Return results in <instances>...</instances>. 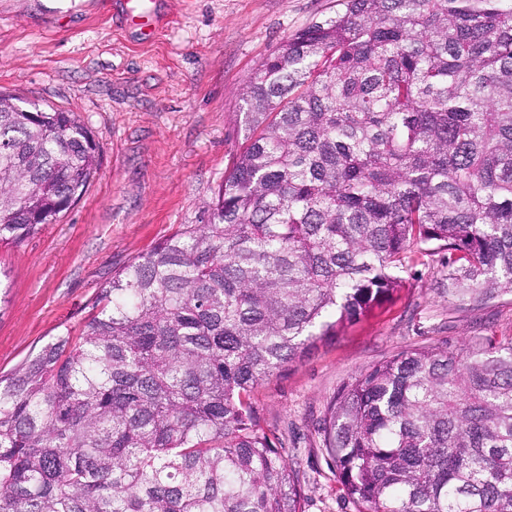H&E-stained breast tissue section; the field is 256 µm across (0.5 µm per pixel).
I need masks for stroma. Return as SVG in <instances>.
<instances>
[{
    "label": "stroma",
    "mask_w": 512,
    "mask_h": 512,
    "mask_svg": "<svg viewBox=\"0 0 512 512\" xmlns=\"http://www.w3.org/2000/svg\"><path fill=\"white\" fill-rule=\"evenodd\" d=\"M339 0H158L146 35L101 0H0V92L77 114L98 170L57 223L0 246V375L97 310L101 288L132 258L204 211L241 142L242 93L296 32ZM442 255L403 272L392 299L311 346L251 395L305 495V512H358L323 446L325 407L360 370L409 348L459 350L512 338V293L460 303Z\"/></svg>",
    "instance_id": "stroma-1"
}]
</instances>
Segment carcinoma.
<instances>
[{"instance_id": "cac0c4a2", "label": "carcinoma", "mask_w": 512, "mask_h": 512, "mask_svg": "<svg viewBox=\"0 0 512 512\" xmlns=\"http://www.w3.org/2000/svg\"><path fill=\"white\" fill-rule=\"evenodd\" d=\"M243 93L242 150L191 224L0 376V512H304L251 393L447 253L512 293V0H340ZM0 98V245L96 173L73 112ZM359 512H512V339L400 351L327 403Z\"/></svg>"}]
</instances>
